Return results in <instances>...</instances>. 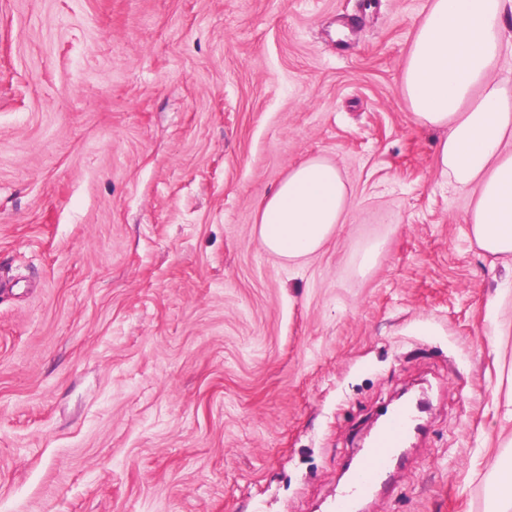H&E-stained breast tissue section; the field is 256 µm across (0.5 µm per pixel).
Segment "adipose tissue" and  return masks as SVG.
<instances>
[{"label":"adipose tissue","instance_id":"obj_1","mask_svg":"<svg viewBox=\"0 0 512 512\" xmlns=\"http://www.w3.org/2000/svg\"><path fill=\"white\" fill-rule=\"evenodd\" d=\"M512 0H432L403 70L421 126L446 130L435 154L443 180L471 196V235L512 262V74H498ZM353 197L339 167L311 156L290 169L259 210V240L288 260L315 254L346 220Z\"/></svg>","mask_w":512,"mask_h":512}]
</instances>
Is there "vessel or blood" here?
Returning a JSON list of instances; mask_svg holds the SVG:
<instances>
[{
	"label": "vessel or blood",
	"mask_w": 512,
	"mask_h": 512,
	"mask_svg": "<svg viewBox=\"0 0 512 512\" xmlns=\"http://www.w3.org/2000/svg\"><path fill=\"white\" fill-rule=\"evenodd\" d=\"M416 431L414 407H403L387 418L365 449L346 487L337 495L332 512H354L356 500L368 496L384 482L399 449Z\"/></svg>",
	"instance_id": "1"
}]
</instances>
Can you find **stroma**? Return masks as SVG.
I'll return each instance as SVG.
<instances>
[{
  "label": "stroma",
  "instance_id": "stroma-1",
  "mask_svg": "<svg viewBox=\"0 0 512 512\" xmlns=\"http://www.w3.org/2000/svg\"><path fill=\"white\" fill-rule=\"evenodd\" d=\"M429 4L0 0V512H329L409 386L367 512H491L512 268L403 94ZM308 156L353 204L291 263L256 218Z\"/></svg>",
  "mask_w": 512,
  "mask_h": 512
}]
</instances>
